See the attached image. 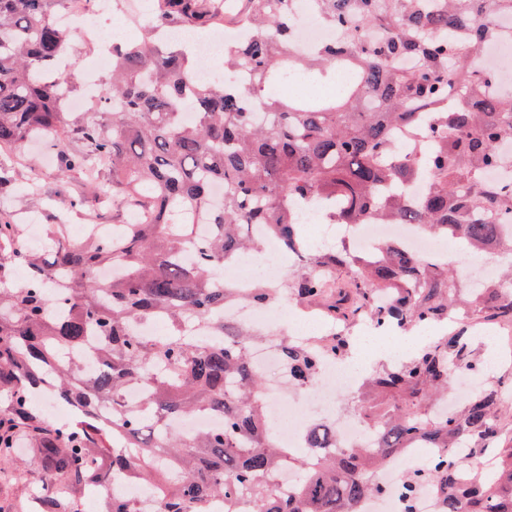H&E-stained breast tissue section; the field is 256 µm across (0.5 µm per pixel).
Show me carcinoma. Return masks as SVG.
I'll return each mask as SVG.
<instances>
[{
  "label": "carcinoma",
  "mask_w": 512,
  "mask_h": 512,
  "mask_svg": "<svg viewBox=\"0 0 512 512\" xmlns=\"http://www.w3.org/2000/svg\"><path fill=\"white\" fill-rule=\"evenodd\" d=\"M59 0H0V150L52 135L77 138L61 150V173L95 176L111 162L112 201L144 219L123 225L114 241L73 242L51 224L53 259L22 242L19 225L0 213V467L13 464L8 437L37 447L50 480L71 496L46 498L40 512H80L77 491L101 490L111 474L150 486L157 512H357L382 491L377 471L416 441L442 452L423 478L444 491L445 512H512V439L500 447L505 389L496 384L461 410L434 414L453 366L482 371L463 331L432 337L406 360L369 378L352 402L379 431L369 445L336 451L313 427L308 453L275 445L264 418L263 376L248 346L253 330L224 318L239 300L221 278L224 265L256 247L262 225L292 253L299 271L286 284L258 282L247 300L269 306L281 297L302 308L318 303L333 317L369 316L378 325L416 331L457 315L476 324H512V279L462 294L448 263L386 241L369 253L342 248L312 254L300 213L314 204L329 224H414L451 236L472 255L512 251V182L485 174L503 164L498 146L512 140V100L475 76L470 58L498 36L493 17L512 0H311L338 39L302 53L293 29L296 0H249L243 40L224 47L220 79L194 81L193 48L161 51V28L195 31L219 24L224 0H153L139 36L112 47L118 65L96 112L76 123L47 80L67 51L58 27ZM352 79L333 98H268L267 87L305 73ZM417 183V201L403 192ZM224 187L212 202L214 186ZM24 287L6 288L16 267ZM112 278L85 286L102 269ZM351 272L336 293V271ZM159 320L165 333L142 336L138 322ZM210 328L198 340L193 331ZM293 378L304 383L323 358L340 360L350 338L325 349L277 339ZM99 350L96 373L81 371L86 345ZM143 386L145 401L127 388ZM48 391L75 408L66 425L42 416L33 393ZM209 414L223 425L178 433L171 422ZM455 448L493 450L498 466L478 482L460 478ZM296 473L282 490L278 477Z\"/></svg>",
  "instance_id": "1"
}]
</instances>
